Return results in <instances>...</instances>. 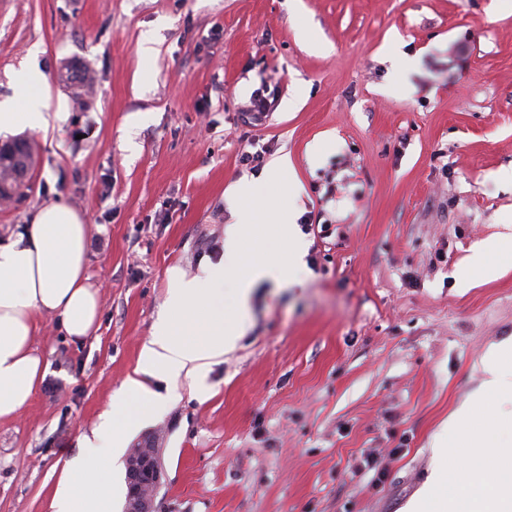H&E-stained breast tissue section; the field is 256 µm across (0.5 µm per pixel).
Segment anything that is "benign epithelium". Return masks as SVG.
Segmentation results:
<instances>
[{
	"mask_svg": "<svg viewBox=\"0 0 512 512\" xmlns=\"http://www.w3.org/2000/svg\"><path fill=\"white\" fill-rule=\"evenodd\" d=\"M161 451H133L126 462V482L129 493L125 512H158L156 499L161 489Z\"/></svg>",
	"mask_w": 512,
	"mask_h": 512,
	"instance_id": "benign-epithelium-1",
	"label": "benign epithelium"
}]
</instances>
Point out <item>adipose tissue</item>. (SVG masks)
I'll use <instances>...</instances> for the list:
<instances>
[{
	"mask_svg": "<svg viewBox=\"0 0 512 512\" xmlns=\"http://www.w3.org/2000/svg\"><path fill=\"white\" fill-rule=\"evenodd\" d=\"M13 96L0 100V133L37 129L50 133L69 117L65 97L51 98L49 77L38 56H28L12 72ZM255 181L230 189L243 208L239 223L226 230L224 255L204 261L198 275L179 268L167 272L168 287L136 368L109 398L80 452L53 470L51 512H112L122 492L117 464L132 435L157 412L222 363L250 324L254 288L266 280L283 282L274 258L244 252L243 236L261 238L267 224L292 226L290 207L272 209L266 222L253 221ZM90 225L84 213L56 201L40 207L30 224L0 244V422L11 421L30 404L47 372L34 345L37 316L59 318L67 336H91L101 314V296L87 275ZM512 263V225H505L467 259L470 276L486 264ZM238 270L232 314L224 312V274Z\"/></svg>",
	"mask_w": 512,
	"mask_h": 512,
	"instance_id": "1",
	"label": "adipose tissue"
}]
</instances>
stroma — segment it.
I'll return each mask as SVG.
<instances>
[{
	"label": "stroma",
	"mask_w": 512,
	"mask_h": 512,
	"mask_svg": "<svg viewBox=\"0 0 512 512\" xmlns=\"http://www.w3.org/2000/svg\"><path fill=\"white\" fill-rule=\"evenodd\" d=\"M34 50L70 117L21 131L35 165L0 242L46 203L85 211L102 315L82 343L40 317L48 372L0 422V512H50L49 474L134 370L168 269L222 257L228 190L259 178L240 156L260 146L290 156L299 219L319 223L310 274L259 285L204 390L133 436L162 450L157 510L401 512L486 347L512 336V266L465 285L474 244L512 225V0H0V98ZM73 64L93 78L80 97ZM363 449L377 467L351 476Z\"/></svg>",
	"instance_id": "stroma-1"
}]
</instances>
